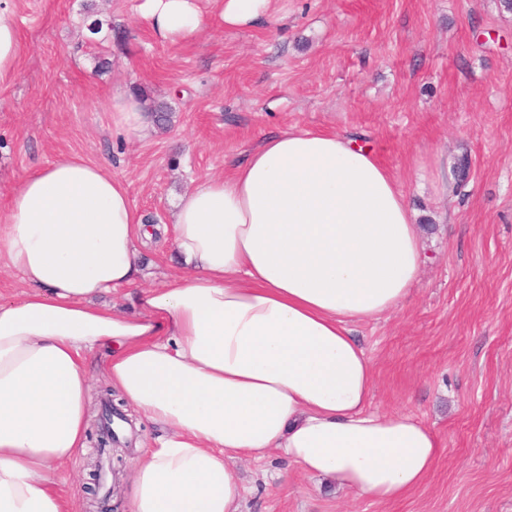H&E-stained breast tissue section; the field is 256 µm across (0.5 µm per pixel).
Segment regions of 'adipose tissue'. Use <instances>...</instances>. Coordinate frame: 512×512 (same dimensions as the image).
<instances>
[{
  "label": "adipose tissue",
  "instance_id": "obj_1",
  "mask_svg": "<svg viewBox=\"0 0 512 512\" xmlns=\"http://www.w3.org/2000/svg\"><path fill=\"white\" fill-rule=\"evenodd\" d=\"M275 0H220L228 29L270 19ZM165 42L194 37L202 0H142ZM19 32L0 0V80L15 74ZM132 95L112 127L143 133ZM226 177L193 185L172 214L186 266L141 284L138 237L153 230L128 188L78 155L29 173L0 220V268L28 290L0 299V512H75L59 475L85 444L102 371L164 436L134 460L127 512H241L236 462L274 452L380 503L424 483L444 446L406 412L371 409V359L355 324L403 308L423 262L405 191L346 134L291 126ZM135 288L138 311L99 304Z\"/></svg>",
  "mask_w": 512,
  "mask_h": 512
}]
</instances>
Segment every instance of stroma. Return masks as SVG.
Instances as JSON below:
<instances>
[{"instance_id":"35a3bbf8","label":"stroma","mask_w":512,"mask_h":512,"mask_svg":"<svg viewBox=\"0 0 512 512\" xmlns=\"http://www.w3.org/2000/svg\"><path fill=\"white\" fill-rule=\"evenodd\" d=\"M140 3L95 0L104 28L93 35L86 0H14L21 53L0 81V209L26 174L77 154L167 224L193 183L230 174L277 129L361 139L407 192L425 257L403 309L354 327L377 374L372 406L414 414L446 451L391 504L273 452L239 465L243 512H512V12L499 0H277L263 24L227 30L205 0L196 37L162 43ZM136 86L170 106L169 130L113 131V94ZM438 159L467 167L445 198L432 184ZM138 252L144 285L182 271L170 238ZM112 404L126 431L105 452L78 449L62 487L82 512H125L132 463L162 433Z\"/></svg>"}]
</instances>
